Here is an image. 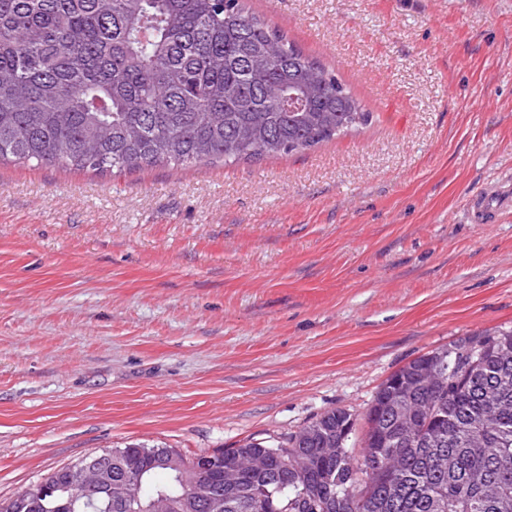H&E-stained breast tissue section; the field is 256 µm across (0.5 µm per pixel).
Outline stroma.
<instances>
[{
    "label": "stroma",
    "instance_id": "35a3bbf8",
    "mask_svg": "<svg viewBox=\"0 0 512 512\" xmlns=\"http://www.w3.org/2000/svg\"><path fill=\"white\" fill-rule=\"evenodd\" d=\"M371 122L302 153L0 165V500L132 443L185 458L363 416L512 326V0H246Z\"/></svg>",
    "mask_w": 512,
    "mask_h": 512
}]
</instances>
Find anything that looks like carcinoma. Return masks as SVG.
<instances>
[{
  "label": "carcinoma",
  "instance_id": "obj_1",
  "mask_svg": "<svg viewBox=\"0 0 512 512\" xmlns=\"http://www.w3.org/2000/svg\"><path fill=\"white\" fill-rule=\"evenodd\" d=\"M334 70L244 0H0V162L78 170L251 160L369 122ZM450 375L430 386L435 363ZM333 408L278 445L184 458L107 451L112 481L64 512H512V330L462 338L391 374L366 413ZM16 496L0 512H46Z\"/></svg>",
  "mask_w": 512,
  "mask_h": 512
}]
</instances>
